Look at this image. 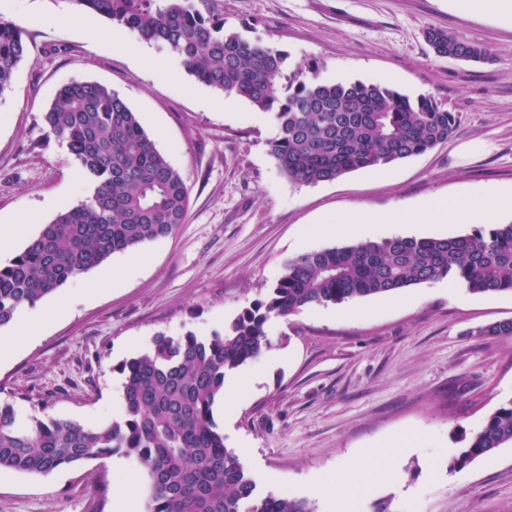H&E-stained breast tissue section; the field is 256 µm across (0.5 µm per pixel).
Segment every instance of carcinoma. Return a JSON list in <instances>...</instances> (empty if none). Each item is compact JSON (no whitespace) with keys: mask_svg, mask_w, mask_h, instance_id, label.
I'll return each mask as SVG.
<instances>
[{"mask_svg":"<svg viewBox=\"0 0 512 512\" xmlns=\"http://www.w3.org/2000/svg\"><path fill=\"white\" fill-rule=\"evenodd\" d=\"M69 2L165 45L198 81L272 114L271 154L299 185L421 155L456 130L455 113L432 96L411 98L380 83L322 81L316 63L291 65L288 53L225 30L215 0ZM425 39L440 58L489 59L485 46L444 29H426ZM29 56L25 31L0 16V94ZM42 123L94 189L63 206L0 267V328L10 325L22 303L35 304L112 254L172 235L189 211L182 175L118 92L72 80L56 91ZM447 278L476 294L512 293V223L483 224L452 237L343 243L293 258L268 298L242 311L224 333L157 335L148 349L116 366L124 378L119 420L85 427L32 416L22 424L13 405L0 402V471L48 475L123 453L146 473L147 512H313L304 499L260 492L239 455L226 447L213 418L226 373L270 346L265 324L272 316ZM477 335L512 336V321L485 325ZM508 446L512 401L486 418L451 466Z\"/></svg>","mask_w":512,"mask_h":512,"instance_id":"cac0c4a2","label":"carcinoma"}]
</instances>
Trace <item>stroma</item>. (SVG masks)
<instances>
[{"mask_svg":"<svg viewBox=\"0 0 512 512\" xmlns=\"http://www.w3.org/2000/svg\"><path fill=\"white\" fill-rule=\"evenodd\" d=\"M225 29L316 60L327 82H386L410 97L433 96L456 112L446 143L379 169L298 185L270 153V114L199 82L163 45L76 12L69 0H0L22 27L31 55L0 94V264L19 254L21 210L38 233L92 186L41 116L72 80L112 88L136 112L190 189L185 224L143 245L144 263L119 287L63 286L40 302L38 335L15 338L0 360V400L25 415L92 427L118 419L116 366L154 336L209 337L266 299L285 263L340 244L323 233L337 216L361 217L426 202L465 201L474 186L512 187V0L498 14H469L449 0H216ZM438 27L487 47L492 59L436 57L424 38ZM512 320V294H475L440 280L405 291L313 306L266 324L277 365H245L253 387L225 396L226 446L247 441L241 460L263 490L306 500L314 512H512V447L451 467L473 432L512 400V336L479 327ZM395 450L396 459L382 455ZM437 458L427 468L428 455ZM125 474L111 460L49 475L0 472V512H116ZM325 484L331 499L314 495ZM362 498L350 508L346 485Z\"/></svg>","mask_w":512,"mask_h":512,"instance_id":"35a3bbf8","label":"stroma"}]
</instances>
